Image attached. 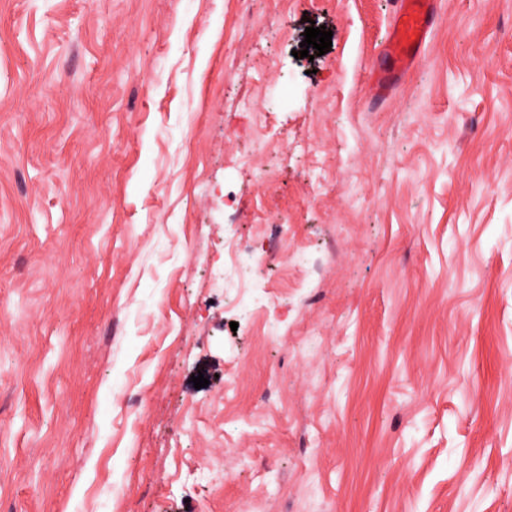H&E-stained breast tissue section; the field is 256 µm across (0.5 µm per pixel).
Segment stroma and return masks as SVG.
Instances as JSON below:
<instances>
[{
    "label": "stroma",
    "mask_w": 512,
    "mask_h": 512,
    "mask_svg": "<svg viewBox=\"0 0 512 512\" xmlns=\"http://www.w3.org/2000/svg\"><path fill=\"white\" fill-rule=\"evenodd\" d=\"M430 8L0 0V512H512V0ZM395 4L394 26L387 56L400 63L425 41L430 10H425L426 0H396ZM414 40H417L416 46H412ZM261 264L262 258L257 260L252 255L241 256L239 254H234L230 272L227 275H225L224 272V288L232 282L234 276L239 280L246 277H253L258 273Z\"/></svg>",
    "instance_id": "35a3bbf8"
}]
</instances>
